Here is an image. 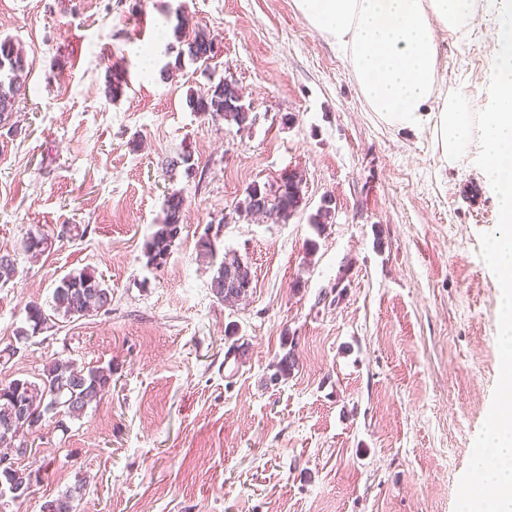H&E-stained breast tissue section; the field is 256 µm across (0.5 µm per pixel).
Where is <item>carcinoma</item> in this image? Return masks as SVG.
<instances>
[{
	"instance_id": "1",
	"label": "carcinoma",
	"mask_w": 512,
	"mask_h": 512,
	"mask_svg": "<svg viewBox=\"0 0 512 512\" xmlns=\"http://www.w3.org/2000/svg\"><path fill=\"white\" fill-rule=\"evenodd\" d=\"M181 47L175 66L182 58L192 62L206 63L214 57L216 39L203 29L189 35L178 25L174 30ZM26 91V65L22 49L11 39L0 40V123L7 121L15 110L17 99ZM188 106L194 112L219 117L237 126L246 122V111L237 95V86L224 80L210 86L206 91L191 95ZM302 178L295 173L281 179L277 189L253 185L246 190L245 198L236 206V212L256 214L263 212L278 221L287 222L298 210L302 199ZM185 201L181 194H169L164 203L163 221L145 243L147 264L156 268L164 265L175 242L181 238L184 228L183 210ZM330 201L326 200L310 217V224L322 232L332 221ZM16 274L15 259L0 255V282H10ZM252 274L247 263L233 254L224 257L214 272L210 288L217 300L227 302L235 295L248 296L251 291ZM112 303V295L102 280L94 274L81 270L70 273L54 288L51 312L37 303L27 306L28 327L18 330L16 340L21 342L58 325V319L71 321L74 317H85L98 313ZM112 388V367H78L73 362L54 361L45 366L39 381L15 379L0 385V411L12 400L31 402L44 414H59L70 419L80 418L88 405L102 398ZM32 472L22 466L0 470V484L21 493L29 489ZM84 486H76L58 498L56 512H73V501L81 495Z\"/></svg>"
}]
</instances>
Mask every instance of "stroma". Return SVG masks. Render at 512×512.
I'll list each match as a JSON object with an SVG mask.
<instances>
[{"mask_svg":"<svg viewBox=\"0 0 512 512\" xmlns=\"http://www.w3.org/2000/svg\"><path fill=\"white\" fill-rule=\"evenodd\" d=\"M502 5L476 0L469 33L440 37L439 86L469 93L473 114L489 102ZM180 22L221 55L178 61ZM5 38L30 72L0 126V254L17 264L0 284V350L21 348L0 384L59 359L112 369L81 418L29 435L21 464L40 479L6 512H43L78 484L75 512H461L503 356L487 256L500 216L474 153L447 160L432 128L387 125L294 0H0ZM223 78L253 125L188 107ZM183 153L192 170L166 168ZM289 172L303 200L287 222L236 214L247 187ZM174 191L184 229L155 268L144 244ZM326 200L319 233L309 218ZM211 227L218 252L251 269L247 303L211 291L197 249ZM29 235L50 249L30 258ZM82 269L110 311L17 342L27 304L48 305ZM289 352L297 363L276 378Z\"/></svg>","mask_w":512,"mask_h":512,"instance_id":"obj_1","label":"stroma"}]
</instances>
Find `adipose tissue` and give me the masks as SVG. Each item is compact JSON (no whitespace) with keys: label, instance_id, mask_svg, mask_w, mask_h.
I'll use <instances>...</instances> for the list:
<instances>
[{"label":"adipose tissue","instance_id":"ef3b65f1","mask_svg":"<svg viewBox=\"0 0 512 512\" xmlns=\"http://www.w3.org/2000/svg\"><path fill=\"white\" fill-rule=\"evenodd\" d=\"M309 24L343 51L371 109L398 129L432 126L444 157L466 153L478 143L483 175L498 192L502 228L489 246L501 281L504 361L498 409L512 414V16L495 30L497 54L489 108L471 120L460 103H428L438 94L441 34L465 33L476 0H296ZM491 463L465 481L464 512H512V424H499L484 436ZM481 484L492 496L476 492Z\"/></svg>","mask_w":512,"mask_h":512}]
</instances>
